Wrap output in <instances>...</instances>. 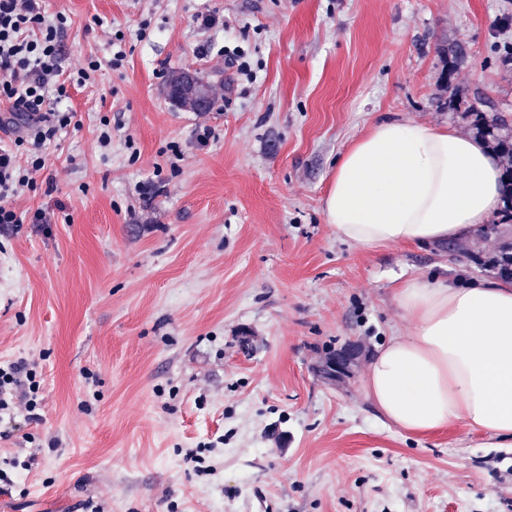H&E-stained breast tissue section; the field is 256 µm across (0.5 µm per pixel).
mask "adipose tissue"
<instances>
[{"instance_id":"1","label":"adipose tissue","mask_w":512,"mask_h":512,"mask_svg":"<svg viewBox=\"0 0 512 512\" xmlns=\"http://www.w3.org/2000/svg\"><path fill=\"white\" fill-rule=\"evenodd\" d=\"M502 169L480 140L392 119L337 158L322 201L337 237L370 249L471 239L501 205ZM412 327L377 345L364 379L381 418L424 436L455 423L512 446V284L409 278Z\"/></svg>"}]
</instances>
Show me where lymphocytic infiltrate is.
Here are the masks:
<instances>
[{"label": "lymphocytic infiltrate", "mask_w": 512, "mask_h": 512, "mask_svg": "<svg viewBox=\"0 0 512 512\" xmlns=\"http://www.w3.org/2000/svg\"><path fill=\"white\" fill-rule=\"evenodd\" d=\"M63 19L48 20L41 0H0V101L9 105L10 114L21 121L12 128L13 148L0 147V227L29 222L50 223L41 209L22 215L10 201L30 191L35 176L45 167L43 145L74 123L73 112L60 109L67 83L85 85L92 73L100 70V60L88 59L73 73L70 82H62V46L59 34ZM26 148V159H19L17 148ZM29 364L17 360L0 369V415H13L17 406L34 412L38 385H31V398L16 404L9 395L29 375Z\"/></svg>", "instance_id": "1"}]
</instances>
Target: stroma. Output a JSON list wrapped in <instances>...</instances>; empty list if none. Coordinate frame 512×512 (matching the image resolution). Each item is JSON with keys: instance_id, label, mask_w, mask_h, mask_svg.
I'll return each mask as SVG.
<instances>
[{"instance_id": "1", "label": "stroma", "mask_w": 512, "mask_h": 512, "mask_svg": "<svg viewBox=\"0 0 512 512\" xmlns=\"http://www.w3.org/2000/svg\"><path fill=\"white\" fill-rule=\"evenodd\" d=\"M43 8L66 19L65 71L107 56L104 23L128 58L68 85L60 107L80 124L44 145L36 189L13 202L53 224L0 229V365L26 358L40 384L39 420H0L8 512H512V447L460 423L406 436L364 392L375 346L409 328L400 278L497 277L512 219L470 241L369 249L322 213L336 157L381 121L471 137L480 96L512 127V0ZM207 9L229 28L199 29ZM237 46L255 82L225 65ZM178 69L210 85L211 111L167 98ZM452 85L468 92L454 109ZM333 353L350 363L329 383Z\"/></svg>"}]
</instances>
